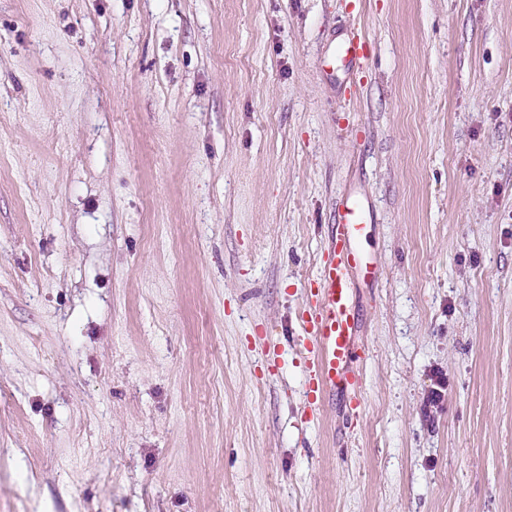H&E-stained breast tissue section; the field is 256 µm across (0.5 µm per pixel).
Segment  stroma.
<instances>
[{
	"instance_id": "35a3bbf8",
	"label": "stroma",
	"mask_w": 512,
	"mask_h": 512,
	"mask_svg": "<svg viewBox=\"0 0 512 512\" xmlns=\"http://www.w3.org/2000/svg\"><path fill=\"white\" fill-rule=\"evenodd\" d=\"M0 512H512V0H0ZM370 54L369 40L362 35L350 32L336 42L334 59L350 77L357 75L367 62ZM372 224L374 213L365 195L351 192L336 200L334 224L317 274L319 288L299 315L310 361L307 368L316 381V389L307 388L309 398L317 399L316 392L323 396L337 391L358 402L361 380L354 363L363 351L357 342L353 292L360 279L375 278L374 262L362 246Z\"/></svg>"
}]
</instances>
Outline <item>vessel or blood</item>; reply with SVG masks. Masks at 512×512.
<instances>
[{"mask_svg": "<svg viewBox=\"0 0 512 512\" xmlns=\"http://www.w3.org/2000/svg\"><path fill=\"white\" fill-rule=\"evenodd\" d=\"M369 54L368 39L354 32L338 40L334 50L337 67L351 76L362 70ZM374 222L365 195L351 192L337 200L329 242L318 269V286L299 316L303 347L309 357L307 368L322 394L337 391L355 397L360 392V374L354 364L363 351L357 341L353 292L359 281L375 278L374 262L362 246Z\"/></svg>", "mask_w": 512, "mask_h": 512, "instance_id": "vessel-or-blood-1", "label": "vessel or blood"}]
</instances>
